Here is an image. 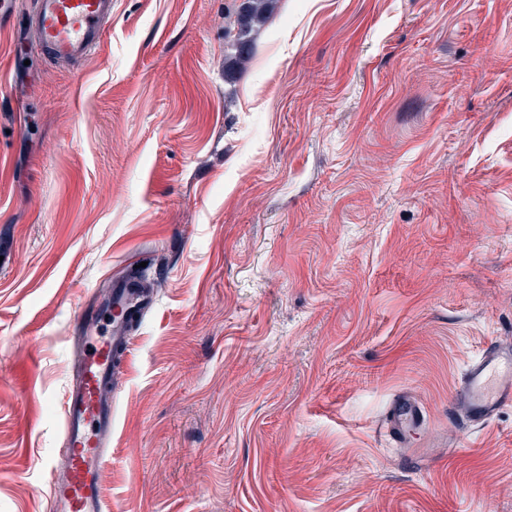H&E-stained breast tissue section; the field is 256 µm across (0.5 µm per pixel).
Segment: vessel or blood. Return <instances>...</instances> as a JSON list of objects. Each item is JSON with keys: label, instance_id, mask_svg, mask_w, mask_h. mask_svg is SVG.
<instances>
[{"label": "vessel or blood", "instance_id": "b4317fda", "mask_svg": "<svg viewBox=\"0 0 512 512\" xmlns=\"http://www.w3.org/2000/svg\"><path fill=\"white\" fill-rule=\"evenodd\" d=\"M113 0H35L26 24L35 33L32 47L57 63L89 56L100 47L112 22ZM151 305L135 275L112 285L110 298L77 317L80 370L63 403V458L50 461L53 474L49 512H111L104 497L107 459L112 451V398L118 384L115 358L125 354L128 336ZM512 405V348L487 343L468 361L449 411L471 425L495 418ZM425 426L418 402L399 395L384 420L385 433L409 445Z\"/></svg>", "mask_w": 512, "mask_h": 512}]
</instances>
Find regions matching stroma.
Masks as SVG:
<instances>
[{
  "label": "stroma",
  "instance_id": "obj_1",
  "mask_svg": "<svg viewBox=\"0 0 512 512\" xmlns=\"http://www.w3.org/2000/svg\"><path fill=\"white\" fill-rule=\"evenodd\" d=\"M113 0L60 66L0 11V512H48L75 320L154 285L112 418V512H512V0ZM422 404L418 456L385 437ZM279 0H232L224 8L230 21L224 26V77L233 76L253 50V35L275 14ZM234 17L233 21L231 20ZM507 405H512V349L491 341L467 362L449 411L454 419L482 425ZM424 427L425 414L418 402L403 394L393 399L385 414L383 429L394 442L407 446L413 434Z\"/></svg>",
  "mask_w": 512,
  "mask_h": 512
}]
</instances>
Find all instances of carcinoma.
<instances>
[{"label":"carcinoma","instance_id":"1","mask_svg":"<svg viewBox=\"0 0 512 512\" xmlns=\"http://www.w3.org/2000/svg\"><path fill=\"white\" fill-rule=\"evenodd\" d=\"M278 0H231L226 5L231 21L224 26V78L233 76L253 50V35L275 14Z\"/></svg>","mask_w":512,"mask_h":512}]
</instances>
